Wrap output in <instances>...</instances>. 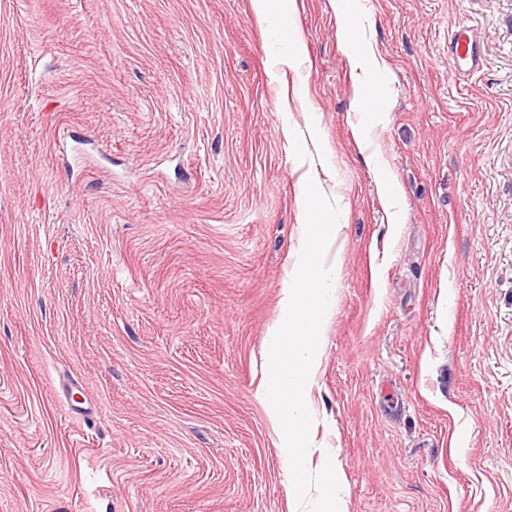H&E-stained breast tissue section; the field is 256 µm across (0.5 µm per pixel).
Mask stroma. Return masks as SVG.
<instances>
[{
  "instance_id": "1",
  "label": "stroma",
  "mask_w": 512,
  "mask_h": 512,
  "mask_svg": "<svg viewBox=\"0 0 512 512\" xmlns=\"http://www.w3.org/2000/svg\"><path fill=\"white\" fill-rule=\"evenodd\" d=\"M354 9L377 114L330 0L291 68L251 0H0V512H309L264 390L310 178L343 229L307 468L347 512H512V0ZM470 32L468 26L462 25L458 27L451 38L452 63L458 72L464 68L473 69L480 66L481 58L478 47L471 41ZM368 159L373 167L380 186L386 192L387 198L389 199L388 223L391 224L390 226L392 228H396L397 224H400L399 212L396 210L395 204L398 188L390 170L384 163H382L378 158H374L373 155L368 157Z\"/></svg>"
}]
</instances>
